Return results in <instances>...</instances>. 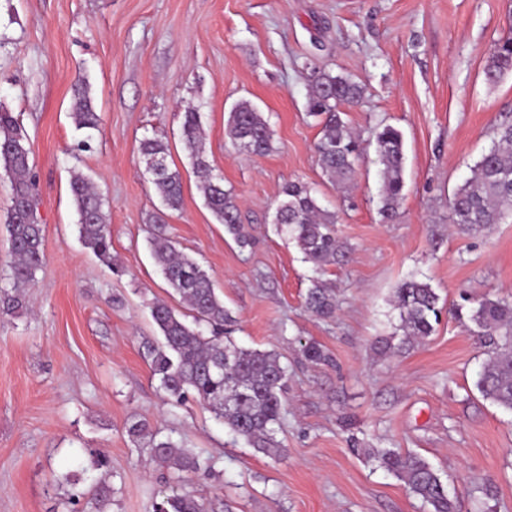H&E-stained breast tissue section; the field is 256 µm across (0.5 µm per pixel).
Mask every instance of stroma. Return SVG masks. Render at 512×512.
Here are the masks:
<instances>
[{
    "label": "stroma",
    "mask_w": 512,
    "mask_h": 512,
    "mask_svg": "<svg viewBox=\"0 0 512 512\" xmlns=\"http://www.w3.org/2000/svg\"><path fill=\"white\" fill-rule=\"evenodd\" d=\"M510 33L512 0H0V104L28 136L46 254L25 308L0 315V512H96L85 498L67 505L55 482L88 466L90 448L112 462L108 512H151L171 486L127 433L139 419L212 458L213 470L189 482L209 512H426L366 448L420 454L463 512H512V412L477 390L484 350L452 314L470 298L512 292V223L468 235L448 212L496 127L512 123V75L484 76ZM316 68L366 87L345 116L364 150L344 188L327 182L314 153L320 128L307 91ZM81 79L102 119L86 152L70 117ZM243 99L274 131L267 155H247L225 134ZM190 103L214 174L237 196L247 246L204 205L180 138ZM386 124L406 151L394 224L378 215L373 132ZM147 136L167 142L182 175L179 210L162 209L139 151ZM76 171L103 198L119 271L79 239ZM291 181L337 212L349 251L321 275L338 301L330 319L305 309L311 266L273 222ZM159 212L235 317L231 338L276 350L288 366L278 456L231 435L206 405L172 404L151 375L142 353L157 335L149 304L170 297L146 242ZM412 275L440 297L435 331L379 354L376 337L398 325L394 290ZM305 342L331 363L307 361Z\"/></svg>",
    "instance_id": "35a3bbf8"
}]
</instances>
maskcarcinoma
Segmentation results:
<instances>
[{"label": "carcinoma", "instance_id": "1", "mask_svg": "<svg viewBox=\"0 0 512 512\" xmlns=\"http://www.w3.org/2000/svg\"><path fill=\"white\" fill-rule=\"evenodd\" d=\"M511 73L509 34L495 44L484 74L488 83L495 84ZM364 92L360 83L341 74L319 70L311 77L308 114L318 119L321 126L315 153L323 175L333 184L352 179L362 154L361 141L349 131L343 116L345 107L363 100ZM71 117L79 129L99 128L100 116L85 81L76 84L73 90ZM226 135L246 154L263 156L272 148L274 132L258 107L242 100L229 112ZM181 138L198 174L206 207L240 246H246L248 235L241 224L236 195L224 188L223 178L212 174L204 155L198 108L189 107L183 112ZM374 141L382 166L379 215L382 222L393 224L399 219L405 186L403 135L397 128L384 125L375 130ZM140 153L145 157L157 194L167 208L178 209L182 203V179L180 172L168 164L167 144L156 136L147 137L140 143ZM29 160L30 149L17 119L0 105V167L13 184L7 224L13 287L0 289L1 315H12L23 308L24 295L20 289L35 281L45 263L44 229L37 222V188ZM70 189L80 240L103 263L112 266V234L102 198L80 173L72 177ZM448 209L452 223L467 234L512 220V123L497 129L492 147L475 163L471 177L457 186L448 200ZM274 219L278 233L295 243L314 273L319 274L347 257V249L336 235V213L321 206L308 185L288 182L275 207ZM148 242L168 287L186 303L192 318V324H187L182 315L163 301L150 306L161 339L147 338L142 348L160 389L178 405L191 397L204 403L216 419L250 447L270 457L277 455L279 444L275 435L282 419L287 366L273 350L245 349L224 335V325L233 322L231 313L224 308L207 272L194 258L176 248L162 218L150 225ZM393 306L398 311L402 338L397 343L392 336L383 338L377 342V350L393 352L432 335L440 308L439 295L429 283L415 277L403 280L394 292ZM305 307L322 318L333 316L334 291L319 278H313ZM469 320L487 348L476 387L483 398L512 411V294L473 300ZM128 432L135 440L149 438L154 460L171 470L175 490L154 502L152 512H206L203 499L187 489L189 474L200 470L206 461L170 438L149 431L145 422L131 424ZM365 455L377 467L404 482L428 512H461L458 503L449 498L447 485L438 471L421 455L396 448H367ZM58 483L71 487L67 492L70 504L89 495L97 512H104L112 499V484L104 480L91 484L86 491L77 488L79 480L68 474L58 478Z\"/></svg>", "mask_w": 512, "mask_h": 512}]
</instances>
